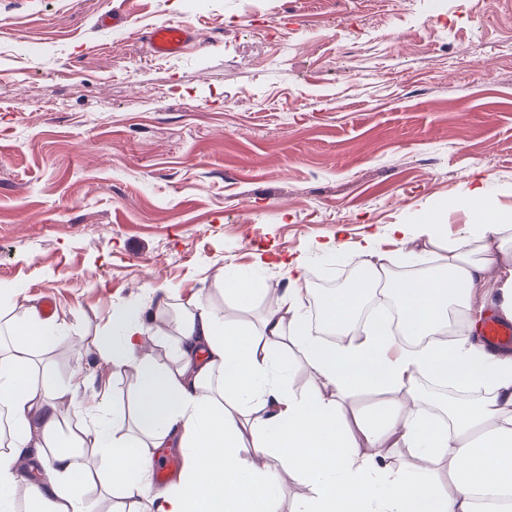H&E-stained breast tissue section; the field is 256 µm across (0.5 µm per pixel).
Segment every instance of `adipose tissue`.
Instances as JSON below:
<instances>
[{"mask_svg": "<svg viewBox=\"0 0 512 512\" xmlns=\"http://www.w3.org/2000/svg\"><path fill=\"white\" fill-rule=\"evenodd\" d=\"M457 204L474 217L465 233L445 235L437 224L414 232L390 227L399 252L437 255L434 272L394 277L393 255L367 238L348 252L365 277L327 296L326 321L344 331L365 298L391 294L404 329L427 339L417 347L379 324L362 340L322 344L304 315L306 266L294 259L291 289L272 293L257 331L190 302L178 320L179 362L172 368L157 361L139 311L120 312L119 342L104 337L96 349L101 366L132 369L134 416L108 423L93 416L74 429L61 401L77 403L78 388L50 390V373L37 359L55 318L32 309L0 321V333L12 338L0 345V416L9 426L0 449V512H14L18 489L47 512H86L73 492L87 475L86 448L105 461L104 491L119 489L131 504L143 494L156 451H182L187 465L179 484L151 500L148 512H279L264 464L270 456L312 485L303 512H512V355L478 341L474 310L484 289L493 288L500 316L512 320V214L478 188ZM290 344L313 372L298 393L287 387L280 359ZM420 374L465 392L442 405L440 424L423 409ZM371 394L381 397L376 419L345 412L349 398ZM127 446L135 455L124 454ZM400 447L443 465L448 489L433 476L385 466L386 454ZM21 458L30 472L19 479L12 465Z\"/></svg>", "mask_w": 512, "mask_h": 512, "instance_id": "adipose-tissue-1", "label": "adipose tissue"}]
</instances>
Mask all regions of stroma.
I'll return each mask as SVG.
<instances>
[{"mask_svg": "<svg viewBox=\"0 0 512 512\" xmlns=\"http://www.w3.org/2000/svg\"><path fill=\"white\" fill-rule=\"evenodd\" d=\"M156 23L196 39L153 57ZM477 186L512 211V0H0V306L52 301L72 419L128 411L133 373L95 349L121 310L200 300L254 330L284 261L336 279L331 240L459 234ZM267 467L300 512L311 485Z\"/></svg>", "mask_w": 512, "mask_h": 512, "instance_id": "35a3bbf8", "label": "stroma"}]
</instances>
